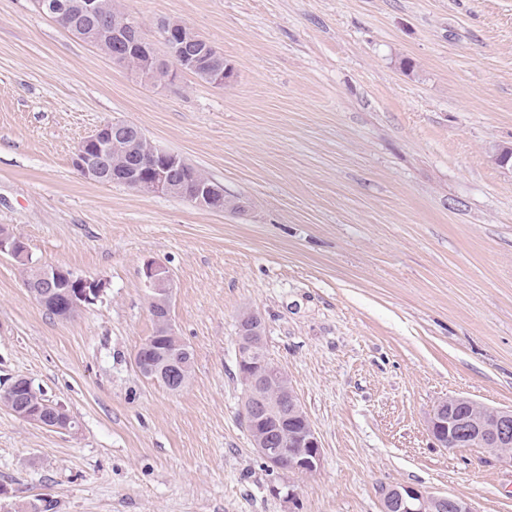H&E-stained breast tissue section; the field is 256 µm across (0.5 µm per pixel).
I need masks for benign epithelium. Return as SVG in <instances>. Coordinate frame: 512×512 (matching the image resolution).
Instances as JSON below:
<instances>
[{"instance_id":"7a95c632","label":"benign epithelium","mask_w":512,"mask_h":512,"mask_svg":"<svg viewBox=\"0 0 512 512\" xmlns=\"http://www.w3.org/2000/svg\"><path fill=\"white\" fill-rule=\"evenodd\" d=\"M42 11L48 12L58 24L72 27L70 6H61L54 0H40ZM112 63L125 68L130 60L142 59L146 66L167 67L171 59L182 69L190 65L217 85L227 82L224 74L214 71L211 58L214 52L204 49L190 61H185L183 46L173 38L167 40L168 58L160 57L151 42L146 40L137 23L124 14L112 21ZM124 143L127 151L137 156L130 167L116 169L112 165V147ZM73 165L86 179L98 183L118 182L146 195H170L177 191L172 175L179 171L189 175L183 183L182 196L202 209L224 211V188L214 181L201 182L192 176V166L181 157L166 151L143 132L131 131L123 121L107 122L84 137L77 145ZM6 255L27 269L25 287L44 305L54 303L57 318L69 320L86 305L97 301L105 283L100 279L72 278L62 267H44L32 260L31 252L22 237L8 226L0 227V256ZM143 281L149 310L158 334L172 340L173 346L182 345L171 323L172 276L168 268L149 260L143 266ZM264 324L259 314L246 311L238 316L237 348L239 376L244 384L242 419L253 448L273 472L309 475L317 471L322 457V445L311 421L300 429H290L288 412L277 410L266 400L268 383L276 381L283 387L288 406L300 409L288 375L275 363L263 357L266 348ZM146 348H140L134 358L138 371L155 381L166 383L177 373L179 365L170 362L163 368L146 359ZM29 423L41 428L67 433L72 431L64 407L50 400L33 411L29 407L18 410ZM428 431L439 448H481L491 453L498 462L512 467V453L500 448L512 442V409L489 408L468 397L455 396L442 400L433 408ZM382 512H474L472 504L455 495H434L411 485H391L382 493Z\"/></svg>"}]
</instances>
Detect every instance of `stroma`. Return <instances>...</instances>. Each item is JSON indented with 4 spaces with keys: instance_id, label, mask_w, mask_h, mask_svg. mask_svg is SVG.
<instances>
[{
    "instance_id": "35a3bbf8",
    "label": "stroma",
    "mask_w": 512,
    "mask_h": 512,
    "mask_svg": "<svg viewBox=\"0 0 512 512\" xmlns=\"http://www.w3.org/2000/svg\"><path fill=\"white\" fill-rule=\"evenodd\" d=\"M158 54L181 21L234 69L153 86L40 13L0 0V225L33 260L102 280L62 321L0 257V382L24 377L75 433L0 403V512H381L385 486L512 512V469L436 447L464 395L512 407V0H116ZM138 126L236 211L82 177L79 141ZM173 278L194 373L144 378L143 266ZM316 428L312 474L268 472L241 418L236 321ZM294 484L296 502L280 493Z\"/></svg>"
}]
</instances>
